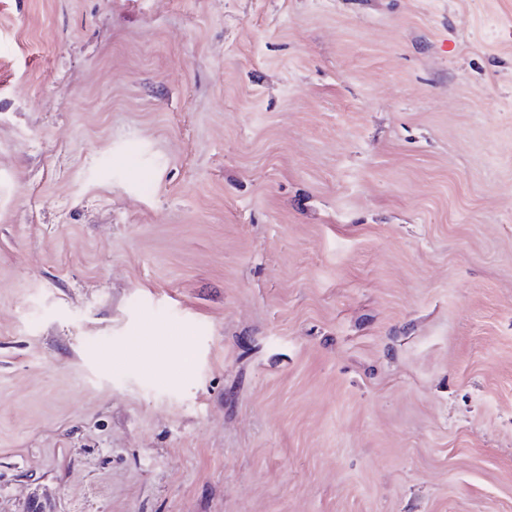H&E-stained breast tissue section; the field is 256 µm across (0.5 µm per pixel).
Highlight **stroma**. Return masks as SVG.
Instances as JSON below:
<instances>
[{
  "label": "stroma",
  "instance_id": "stroma-1",
  "mask_svg": "<svg viewBox=\"0 0 512 512\" xmlns=\"http://www.w3.org/2000/svg\"><path fill=\"white\" fill-rule=\"evenodd\" d=\"M0 512H512V0H0Z\"/></svg>",
  "mask_w": 512,
  "mask_h": 512
}]
</instances>
